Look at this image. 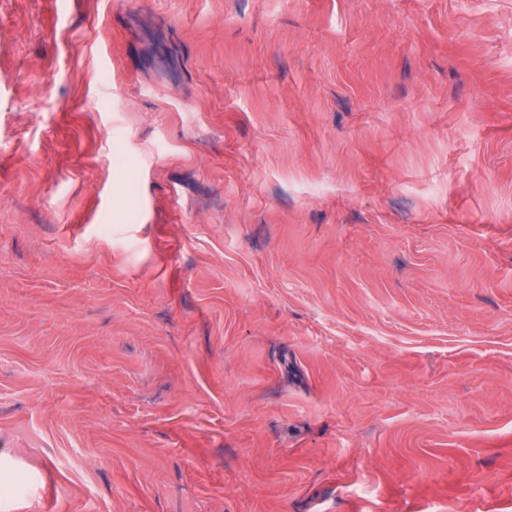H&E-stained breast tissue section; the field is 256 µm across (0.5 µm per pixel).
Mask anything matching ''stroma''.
Instances as JSON below:
<instances>
[{
    "label": "stroma",
    "instance_id": "35a3bbf8",
    "mask_svg": "<svg viewBox=\"0 0 512 512\" xmlns=\"http://www.w3.org/2000/svg\"><path fill=\"white\" fill-rule=\"evenodd\" d=\"M0 512H512V0H0Z\"/></svg>",
    "mask_w": 512,
    "mask_h": 512
}]
</instances>
